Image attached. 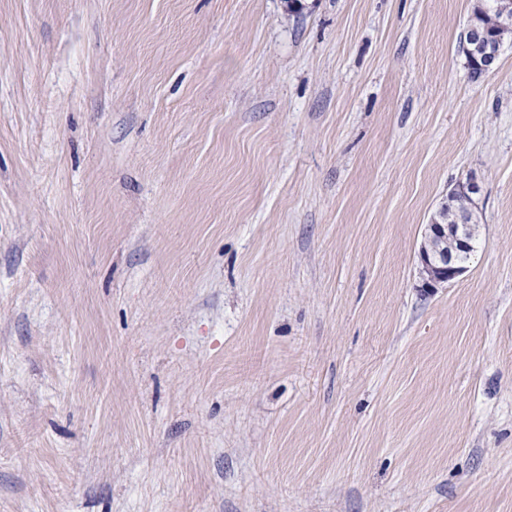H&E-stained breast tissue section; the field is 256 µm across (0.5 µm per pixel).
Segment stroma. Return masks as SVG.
Listing matches in <instances>:
<instances>
[{
    "instance_id": "35a3bbf8",
    "label": "stroma",
    "mask_w": 512,
    "mask_h": 512,
    "mask_svg": "<svg viewBox=\"0 0 512 512\" xmlns=\"http://www.w3.org/2000/svg\"><path fill=\"white\" fill-rule=\"evenodd\" d=\"M472 3L0 0V512H512V42L473 76ZM468 215L460 214L457 224H427L425 237L448 238V252L441 255H432L427 250L420 253L424 275V286L436 288L438 285L451 282L467 270L460 256L469 254L472 248L471 224L467 221Z\"/></svg>"
}]
</instances>
